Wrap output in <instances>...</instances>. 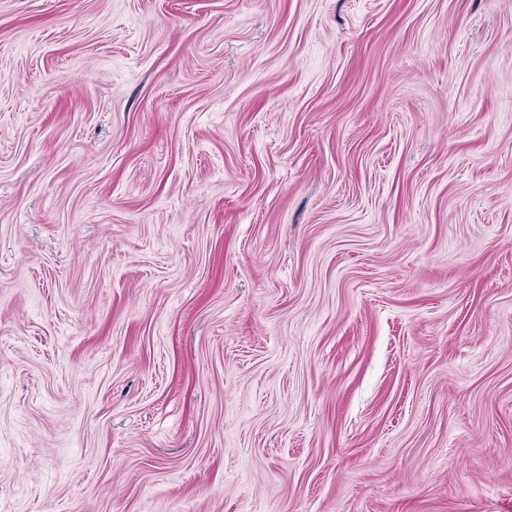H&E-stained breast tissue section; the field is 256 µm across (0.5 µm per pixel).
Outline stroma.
Instances as JSON below:
<instances>
[{"label": "stroma", "mask_w": 512, "mask_h": 512, "mask_svg": "<svg viewBox=\"0 0 512 512\" xmlns=\"http://www.w3.org/2000/svg\"><path fill=\"white\" fill-rule=\"evenodd\" d=\"M0 512H512V0H0Z\"/></svg>", "instance_id": "35a3bbf8"}]
</instances>
